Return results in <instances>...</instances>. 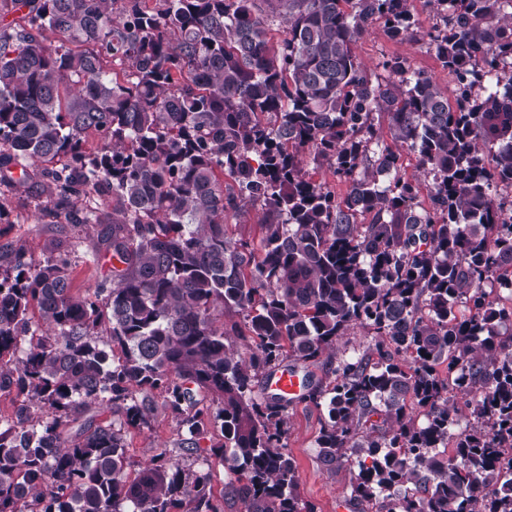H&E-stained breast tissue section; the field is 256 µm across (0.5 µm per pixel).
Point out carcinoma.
<instances>
[{"label":"carcinoma","mask_w":512,"mask_h":512,"mask_svg":"<svg viewBox=\"0 0 512 512\" xmlns=\"http://www.w3.org/2000/svg\"><path fill=\"white\" fill-rule=\"evenodd\" d=\"M426 6L423 32L410 0H0V221L35 188L39 220L99 228L86 255L117 262L80 292L69 245L38 265L0 245V512H220L215 429L243 512H316L290 403L255 386L324 355L302 401L325 410L319 461L358 468L357 512H512V0ZM374 24L426 41L454 99L399 56L373 79ZM257 205L259 240L228 235ZM358 332L372 348L335 356ZM156 391L180 454L140 493L125 436Z\"/></svg>","instance_id":"cac0c4a2"}]
</instances>
